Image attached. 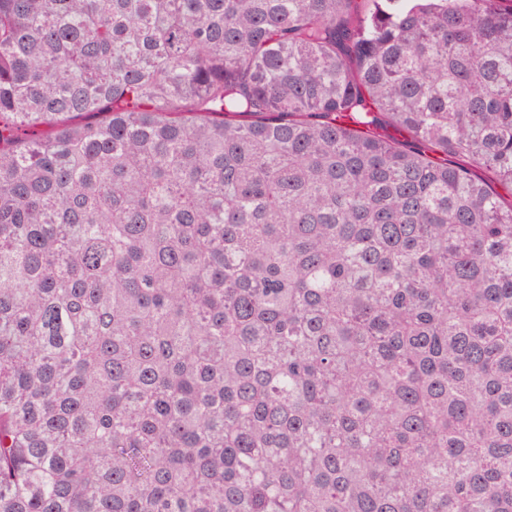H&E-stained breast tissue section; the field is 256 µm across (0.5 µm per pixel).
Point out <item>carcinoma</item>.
Masks as SVG:
<instances>
[{"instance_id":"obj_1","label":"carcinoma","mask_w":512,"mask_h":512,"mask_svg":"<svg viewBox=\"0 0 512 512\" xmlns=\"http://www.w3.org/2000/svg\"><path fill=\"white\" fill-rule=\"evenodd\" d=\"M0 512H512V0H0Z\"/></svg>"}]
</instances>
